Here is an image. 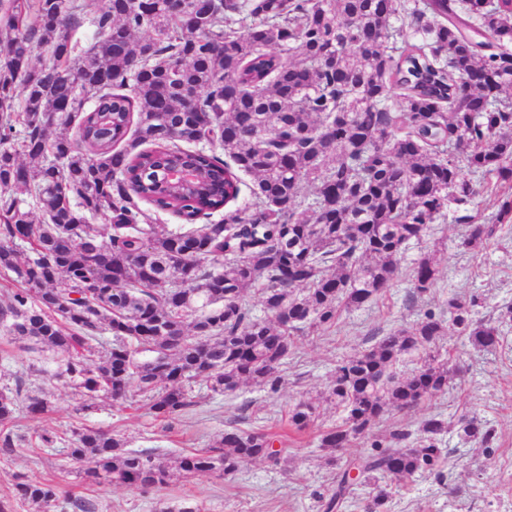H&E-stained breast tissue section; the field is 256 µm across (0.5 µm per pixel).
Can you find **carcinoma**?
I'll use <instances>...</instances> for the list:
<instances>
[{"mask_svg": "<svg viewBox=\"0 0 512 512\" xmlns=\"http://www.w3.org/2000/svg\"><path fill=\"white\" fill-rule=\"evenodd\" d=\"M148 2L147 13L142 0L0 4V273L18 285L0 303V329L68 355L51 379L74 387L76 410L103 392L138 397L158 418L191 406L186 383L199 377L217 394L244 382L277 391L298 332L381 297L407 245L449 210L512 189V0ZM85 23L97 37L78 51L72 32ZM40 48L49 59L35 64ZM183 168L203 183H174ZM243 174L252 199L236 208ZM307 186L315 194L300 217ZM144 204L190 227L160 234ZM221 210L219 223L194 226ZM98 216L107 223H91ZM498 230L473 224L465 245L481 248ZM437 279L432 257L415 262L417 292ZM255 287L273 320L249 314ZM479 304L454 296L448 313L465 342L493 349L501 337L474 318ZM105 329L112 345L95 361ZM446 331L428 311L336 366L326 401L345 417L320 438L331 460L387 410L448 391L455 370L431 355L404 377L392 371ZM20 406L51 411L20 381L0 391V425ZM316 413L301 401L289 419L303 432ZM458 423L483 448L496 439L474 419ZM447 428L431 414L418 438L395 429L372 440L339 466L324 512L350 494L348 467L371 486L366 512H386L391 484L440 474ZM68 442L67 462L87 483L142 490L280 455L265 434L241 430L170 461L102 430L73 429ZM14 497L54 512L60 490L23 476Z\"/></svg>", "mask_w": 512, "mask_h": 512, "instance_id": "obj_1", "label": "carcinoma"}]
</instances>
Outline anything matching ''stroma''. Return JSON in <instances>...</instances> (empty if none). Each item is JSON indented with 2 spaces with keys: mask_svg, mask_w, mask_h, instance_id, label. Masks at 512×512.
<instances>
[{
  "mask_svg": "<svg viewBox=\"0 0 512 512\" xmlns=\"http://www.w3.org/2000/svg\"><path fill=\"white\" fill-rule=\"evenodd\" d=\"M468 231L454 218L438 220L422 239L410 243L397 279L378 301L343 311L326 331L300 333L282 366L277 391L246 383L214 395L196 380L191 384L195 405L163 419L108 395L99 396L89 411L76 413L72 386L47 382L41 374L43 356L0 337V389L21 380L28 392L46 395L53 405L52 412L36 416L17 410L8 423L19 440L14 452L0 451V497L12 492L17 475L56 476L60 459L40 443L44 432L60 434L87 425L111 431L126 450L170 457L210 447L234 426L268 434L281 449L282 461L246 460L225 479L203 473L149 491L90 486L73 473L61 483L64 512H74L67 503L71 497L84 501L89 512H159L185 498L201 512H321L318 497L334 486L338 471L318 437L319 429L334 427L343 417L325 399L337 364L424 312L447 315L450 297L475 294L481 300L478 317L494 322L501 343L491 351L478 350L462 345L456 330L448 329L439 342L440 356L450 357L455 370L448 391L410 411L384 413L377 427L381 435L399 427L415 432L425 416L442 415L448 430L441 445L449 451L441 477H417L394 487L387 512H512V319L504 315L512 305V222L480 250L463 246ZM427 254L435 255L440 273L430 291L420 295L413 289L411 270ZM302 400L317 405L318 430L299 433L291 426L289 412ZM463 414L494 426L498 439L492 450L463 438L457 426Z\"/></svg>",
  "mask_w": 512,
  "mask_h": 512,
  "instance_id": "1",
  "label": "stroma"
}]
</instances>
